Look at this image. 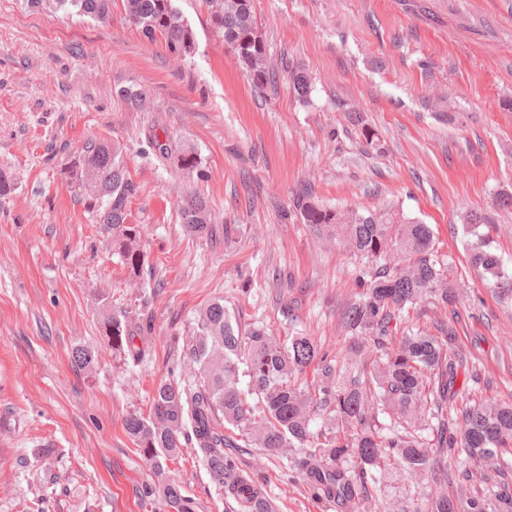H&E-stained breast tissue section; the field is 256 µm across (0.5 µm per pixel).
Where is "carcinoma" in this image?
Masks as SVG:
<instances>
[{"instance_id": "carcinoma-1", "label": "carcinoma", "mask_w": 512, "mask_h": 512, "mask_svg": "<svg viewBox=\"0 0 512 512\" xmlns=\"http://www.w3.org/2000/svg\"><path fill=\"white\" fill-rule=\"evenodd\" d=\"M210 21L226 45L259 87L275 85L278 75L267 66V49L258 31L252 0H210ZM49 6L73 10L80 16L106 23L112 19V0H49ZM125 20L152 40L164 38L173 54L188 55L195 48L194 33L175 5V0H124ZM178 163L188 176L203 177L201 160L192 151L178 154ZM65 178L90 190L99 200L96 223L112 233V245L133 271L145 263L137 246L141 230L128 223L127 203L135 188L127 177L119 146L91 139L71 157ZM293 212L304 224H329L344 229L349 245L368 260L387 265L367 284L361 300L348 306L343 322L348 333L363 342L351 349L362 368L346 370L318 358L310 336H291L279 342L262 329L240 336L224 302L216 300L205 309L199 323L200 338L189 356L199 366L194 386L159 383L152 397L149 416H128L124 426L147 461L160 464L183 447L186 422H191L198 452L212 481L233 498L240 512H253V500L261 490L252 479L240 476L232 447L224 434L230 423L259 436L270 451L297 448L304 452L306 468L315 493L326 499L353 502L362 508L378 494L373 470L386 459L405 474L427 475L432 483H448V449L456 455L454 465L469 475L467 464L494 456L512 442V404L465 406L457 420L459 431L448 429V405L455 396L456 359L438 340L420 333L398 335L404 310L428 301L434 306L455 302L466 285L454 274L452 263L442 258L427 224L409 221L390 208L360 211L331 210L305 196L293 200ZM179 221L190 233L210 230L209 205L193 191L183 195ZM485 217L474 212L466 227L473 265L485 280L498 285L512 282V269L505 267L492 250L490 238L479 232ZM108 345L115 351L131 348L130 318L126 311L108 310L102 317ZM245 359L249 388L238 387V364ZM95 352L78 345L71 364L78 370L92 367ZM320 364V383L302 385L299 376L314 362ZM372 369L365 368V365ZM255 395L259 405L249 401ZM393 413L389 427L378 425V414ZM326 420L317 432L310 423ZM430 432V437L423 432ZM512 480V463L501 460L499 468L481 477V489L470 503V512H512V495L503 492ZM174 512H190L176 484L167 488ZM428 512H456V502L445 491L430 494Z\"/></svg>"}]
</instances>
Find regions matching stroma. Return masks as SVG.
Wrapping results in <instances>:
<instances>
[{"label":"stroma","mask_w":512,"mask_h":512,"mask_svg":"<svg viewBox=\"0 0 512 512\" xmlns=\"http://www.w3.org/2000/svg\"><path fill=\"white\" fill-rule=\"evenodd\" d=\"M195 51L177 56L124 19L100 23L0 0V512H170L175 483L191 512H239L194 441L150 465L124 427L149 415L156 385L196 383L187 349L201 312L223 300L241 332L312 337L320 355L349 354L343 313L375 271L293 200L389 207L430 225L439 254L469 293L423 302L402 327L434 334L458 360L454 407L512 402V287L484 284L461 216L484 214L495 253L512 267V0H253L275 67L258 87L209 18L207 0H178ZM144 90L134 109L120 88ZM373 143H366L365 132ZM156 136L195 149L206 172L187 179ZM121 146L135 193L128 221L146 256L133 272L95 222L90 193L63 170L88 140ZM209 204L208 234L177 218L183 191ZM130 313L134 351L101 334V300ZM95 349L72 368L76 345ZM238 471L278 512H355L316 497L297 450L269 451L232 426ZM372 512H416L428 482L395 467L377 474Z\"/></svg>","instance_id":"35a3bbf8"}]
</instances>
